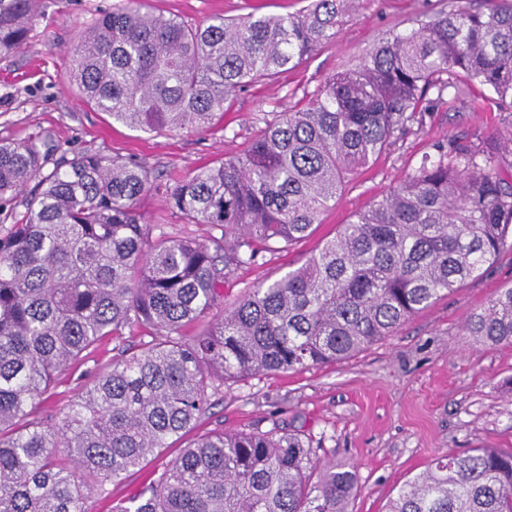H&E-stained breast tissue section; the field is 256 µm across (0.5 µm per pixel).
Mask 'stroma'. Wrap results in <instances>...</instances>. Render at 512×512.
<instances>
[{
	"mask_svg": "<svg viewBox=\"0 0 512 512\" xmlns=\"http://www.w3.org/2000/svg\"><path fill=\"white\" fill-rule=\"evenodd\" d=\"M128 0H40V15L26 45L0 56V140L31 138L55 145V159L91 151L145 163L162 191L141 196L137 211L154 236L208 239L206 224H187L168 206L165 188L185 175L243 153L264 122L274 120L333 73L354 66L363 51L390 31L412 27L438 8V0H360L335 39L277 80L253 84L235 96L223 116L203 132H142L96 111L69 78L72 49L101 12ZM142 11L164 12L198 26L229 18L287 14L304 0H137ZM512 129L485 87L465 82L389 149L371 160L337 195L315 232L297 244L261 253L255 264L233 269L224 284V306L248 288L300 266L353 214L397 186L438 146L481 145ZM512 286V251H504L481 277L438 299L392 336L327 367L264 373L224 384L195 429L291 433L318 448L322 464L356 467L354 512H385L396 490L427 469L433 458L487 446L512 448V346H483L464 331L469 315ZM86 389L81 371L59 376L54 395L35 404L33 417L58 421ZM191 436L173 441L142 467L113 482L107 498L93 497L92 512H112L138 493Z\"/></svg>",
	"mask_w": 512,
	"mask_h": 512,
	"instance_id": "1",
	"label": "stroma"
}]
</instances>
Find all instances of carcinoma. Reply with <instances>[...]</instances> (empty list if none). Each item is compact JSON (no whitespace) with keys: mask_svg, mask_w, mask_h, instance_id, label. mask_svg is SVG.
<instances>
[{"mask_svg":"<svg viewBox=\"0 0 512 512\" xmlns=\"http://www.w3.org/2000/svg\"><path fill=\"white\" fill-rule=\"evenodd\" d=\"M356 0L188 26L133 5L98 15L73 48L72 79L99 112L142 131H204L255 79L331 43ZM36 0H0V56L17 52ZM465 78L512 111V0H450L391 31L258 130L244 153L178 183L168 205L221 236L152 240L137 213L153 169L80 152L53 164L34 139L0 141V512H90L92 491L183 437L230 379L347 359L512 250V131L454 143L341 225L298 268L218 313L227 275L271 244L313 234L350 177L428 103ZM436 98H428L430 91ZM34 188H29L32 181ZM212 318L189 337L185 330ZM143 328L57 422L31 417L59 373L108 336ZM476 342L512 345V287L474 311ZM350 466H323L296 434L212 431L113 512H353ZM387 512H512V449L448 453L407 481Z\"/></svg>","mask_w":512,"mask_h":512,"instance_id":"carcinoma-1","label":"carcinoma"}]
</instances>
